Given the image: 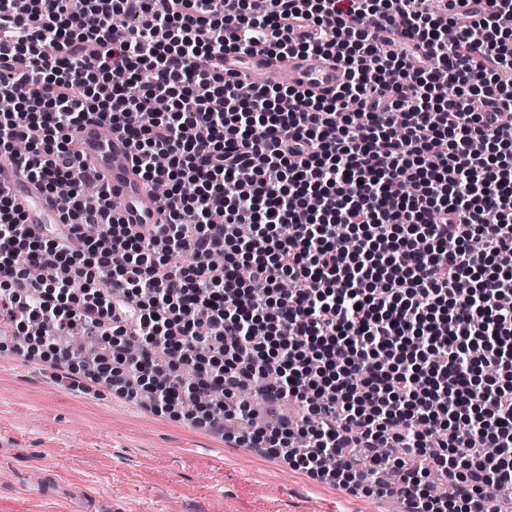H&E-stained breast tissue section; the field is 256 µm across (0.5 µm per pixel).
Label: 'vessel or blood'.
<instances>
[{
    "instance_id": "vessel-or-blood-1",
    "label": "vessel or blood",
    "mask_w": 512,
    "mask_h": 512,
    "mask_svg": "<svg viewBox=\"0 0 512 512\" xmlns=\"http://www.w3.org/2000/svg\"><path fill=\"white\" fill-rule=\"evenodd\" d=\"M283 65L290 70L291 85L320 96L332 95L345 80L344 70L336 59L324 54L295 57L285 64L278 58L256 53L229 54L224 58L225 71L245 73L262 82L276 77ZM75 142L82 161L103 177L112 197L121 200L122 223L158 222L159 209L151 198V187L137 173L131 147L123 135L105 134L103 124L90 116L79 125ZM0 170L5 173L0 180V190L12 196L29 223H56L57 211L53 203L43 196L34 181L6 160L0 162Z\"/></svg>"
}]
</instances>
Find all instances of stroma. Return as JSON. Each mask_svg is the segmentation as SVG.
<instances>
[{
  "instance_id": "35a3bbf8",
  "label": "stroma",
  "mask_w": 512,
  "mask_h": 512,
  "mask_svg": "<svg viewBox=\"0 0 512 512\" xmlns=\"http://www.w3.org/2000/svg\"><path fill=\"white\" fill-rule=\"evenodd\" d=\"M0 512H404L0 344Z\"/></svg>"
}]
</instances>
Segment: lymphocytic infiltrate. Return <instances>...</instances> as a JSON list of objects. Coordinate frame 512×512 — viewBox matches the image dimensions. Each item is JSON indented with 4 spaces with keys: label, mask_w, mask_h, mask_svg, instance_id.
Segmentation results:
<instances>
[{
    "label": "lymphocytic infiltrate",
    "mask_w": 512,
    "mask_h": 512,
    "mask_svg": "<svg viewBox=\"0 0 512 512\" xmlns=\"http://www.w3.org/2000/svg\"><path fill=\"white\" fill-rule=\"evenodd\" d=\"M269 2L0 0V155L61 220L0 192V334L71 369L65 339L102 337L95 378L159 408L203 400L346 485L395 470L409 512H488L512 487V0ZM252 53L346 80L246 96L224 57ZM90 115L168 185L160 223H121L83 167ZM256 383L295 413L257 423ZM290 84L320 96H330L344 82L343 68L333 57L313 54L288 59Z\"/></svg>",
    "instance_id": "obj_1"
}]
</instances>
